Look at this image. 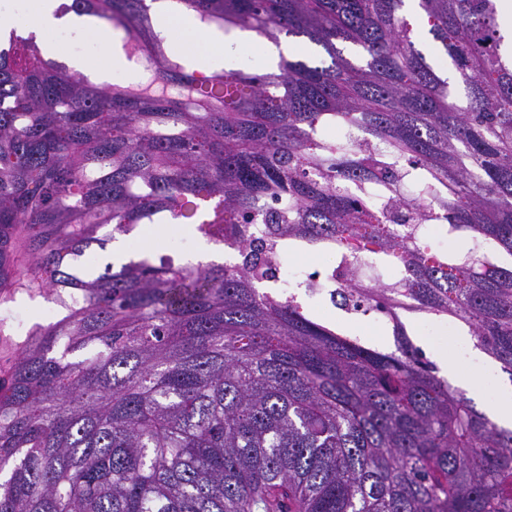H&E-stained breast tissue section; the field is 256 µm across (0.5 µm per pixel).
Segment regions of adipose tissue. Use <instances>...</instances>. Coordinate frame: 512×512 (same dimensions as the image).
Segmentation results:
<instances>
[{
	"label": "adipose tissue",
	"instance_id": "1",
	"mask_svg": "<svg viewBox=\"0 0 512 512\" xmlns=\"http://www.w3.org/2000/svg\"><path fill=\"white\" fill-rule=\"evenodd\" d=\"M62 0H0V29L13 26L18 15L31 18L37 34L42 35V47L45 54L56 55L58 45L53 34L60 33L75 44L76 49L68 57L70 66L84 71L89 67V57L82 51V44L93 42L106 55L110 74H122L127 63L121 54L112 48V35L107 27L95 24L86 17L75 14L57 16L56 10ZM258 47V63L264 70H276L280 58L290 56L297 50L296 45L286 42L258 41L255 34L242 31L231 40L213 35L209 38V50L204 59L205 65L213 70L230 69L240 66L244 61V51L249 47Z\"/></svg>",
	"mask_w": 512,
	"mask_h": 512
}]
</instances>
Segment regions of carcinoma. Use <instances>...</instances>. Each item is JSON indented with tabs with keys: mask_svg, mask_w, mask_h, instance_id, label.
<instances>
[{
	"mask_svg": "<svg viewBox=\"0 0 512 512\" xmlns=\"http://www.w3.org/2000/svg\"><path fill=\"white\" fill-rule=\"evenodd\" d=\"M206 26L304 37L331 64L208 71L146 0L62 11L123 32L145 82L99 86L12 28L0 47V310L64 302L0 370V512H512V429L437 375L405 313L467 329L512 377V43L497 0H172ZM355 125L357 144L342 135ZM357 186L359 196L348 194ZM185 225L222 264L75 263ZM435 228L464 240L439 251ZM367 346L281 290L282 256ZM386 323L381 320H375L367 323H358L359 333L357 337H360L364 342L369 345H372L381 349H394L393 346V337L391 336V330L388 328L389 334L386 329ZM378 328H383L385 330V336H378L384 334H378Z\"/></svg>",
	"mask_w": 512,
	"mask_h": 512,
	"instance_id": "1",
	"label": "carcinoma"
}]
</instances>
